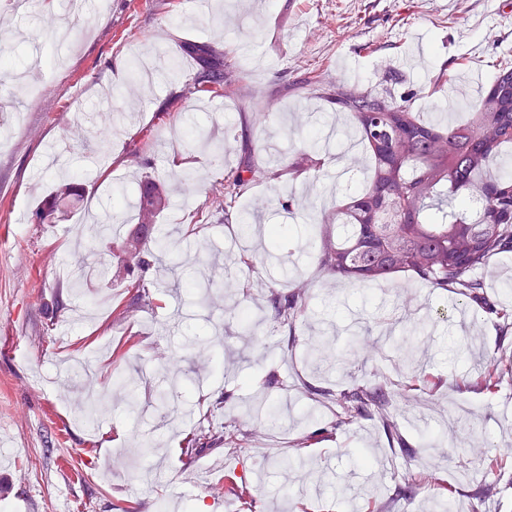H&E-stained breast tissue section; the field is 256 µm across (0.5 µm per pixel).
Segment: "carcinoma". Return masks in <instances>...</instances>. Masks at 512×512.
I'll use <instances>...</instances> for the list:
<instances>
[{
	"label": "carcinoma",
	"mask_w": 512,
	"mask_h": 512,
	"mask_svg": "<svg viewBox=\"0 0 512 512\" xmlns=\"http://www.w3.org/2000/svg\"><path fill=\"white\" fill-rule=\"evenodd\" d=\"M185 52L196 61L187 83L191 95L228 97L249 79V73L231 63L228 54H218L206 43H190ZM306 83L336 111L350 115L371 161L368 185L324 216L318 241L310 242L320 269L361 285L411 272L433 288H457L486 313L505 322L512 320V309L487 299L477 276L490 255L512 251V170L503 166L490 170L504 149L512 147V54L499 55L493 80L461 123L422 122L386 88L326 82L317 70L308 72ZM321 166L322 156L310 144L288 163V176L297 179L320 171ZM276 176L243 163L212 188L215 211L224 214V220L231 219L256 180ZM85 193L84 184L71 180L36 210L35 223H49L62 199ZM115 207L97 223L101 239L112 238V225L127 208L137 212L139 224L157 223L170 207V196L157 180L147 177L137 182L133 196L119 193ZM333 225L342 228L338 238L331 232ZM265 232L290 249L295 246L282 225L269 224ZM156 252L174 260L175 249L161 237L146 236L141 229L127 237L126 268L136 275L129 287H144L143 274ZM267 299L274 319L289 325L303 312L305 286L298 284L291 293L272 288ZM395 387L393 380L384 377L323 397L336 404L337 425L373 417L390 438L398 439L390 399Z\"/></svg>",
	"instance_id": "carcinoma-1"
}]
</instances>
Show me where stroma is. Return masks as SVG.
<instances>
[{"mask_svg":"<svg viewBox=\"0 0 512 512\" xmlns=\"http://www.w3.org/2000/svg\"><path fill=\"white\" fill-rule=\"evenodd\" d=\"M68 48L50 27L64 0H33L1 48L15 68L39 66L41 89L17 95L0 73V512H428L454 492L466 512H512V381L494 391L459 393L456 384L487 359H512V330L478 312L455 290L410 273L375 285L326 275L306 256L282 268L244 263L238 227L195 225L213 184L241 158L273 171L309 134L334 130L333 153L316 181L281 177L254 184L244 208L262 223L285 224L306 239L322 210L366 186L368 155L340 158L351 118L304 82L319 66L330 82L369 88L390 77L396 98L422 119L459 122L480 96L468 84L487 61L512 49V0H87ZM207 41L233 52L251 73L234 98L187 97L185 78L143 84L138 60L186 65L183 42ZM449 79L437 98L425 87ZM123 113L117 121L106 106ZM266 112L256 124L254 115ZM149 142V166L132 155ZM85 173L87 191L62 205L52 223L32 214L53 192L59 171ZM183 182L161 222L180 232L183 264L152 269L145 294L119 273L125 232L104 244L108 276L62 274L75 252L93 245L91 216L111 210L116 188L147 174ZM221 280L206 303L180 281ZM308 285L307 310L294 340L273 328L267 286ZM253 311L251 330L234 317ZM363 342L350 347L349 336ZM424 376L423 393L394 400L404 446L376 419L333 428L322 391L339 392L387 376ZM277 376L268 386L269 376ZM187 379L173 424L158 419L159 390ZM257 393L281 411L276 432L218 409ZM213 428L235 422L236 449L196 448L203 414ZM372 464L362 469L358 455ZM439 462L435 484L400 497L408 472ZM497 485L488 503L471 499L465 468Z\"/></svg>","mask_w":512,"mask_h":512,"instance_id":"obj_1","label":"stroma"}]
</instances>
